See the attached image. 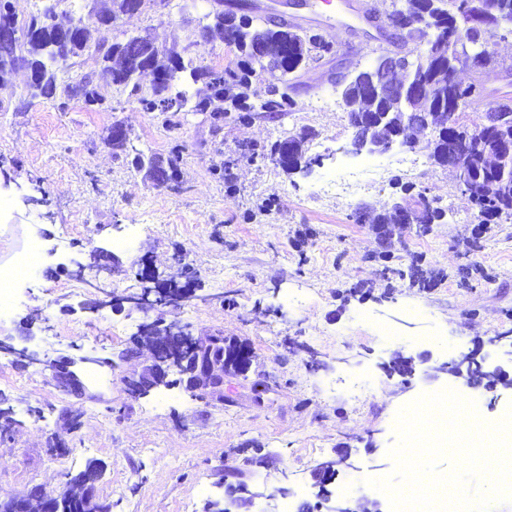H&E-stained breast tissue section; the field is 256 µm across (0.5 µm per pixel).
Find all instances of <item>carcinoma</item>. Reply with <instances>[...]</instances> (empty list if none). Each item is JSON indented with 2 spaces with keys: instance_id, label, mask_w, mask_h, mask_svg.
Wrapping results in <instances>:
<instances>
[{
  "instance_id": "1",
  "label": "carcinoma",
  "mask_w": 512,
  "mask_h": 512,
  "mask_svg": "<svg viewBox=\"0 0 512 512\" xmlns=\"http://www.w3.org/2000/svg\"><path fill=\"white\" fill-rule=\"evenodd\" d=\"M467 0H392V10L387 19L393 30L378 33L377 39L408 54V67L404 77L412 78L426 86L425 93L415 94L408 89L400 97L381 95L371 87V76L356 71L337 76L336 86L341 88L347 112H377L387 116L379 130L384 139H403L408 128L421 126L431 118L439 128L437 136L426 142L429 158L433 164L448 166V150L458 142H466L470 153L467 162L468 176L456 179V188L467 195L476 216L483 217L485 224H498L512 220V97L505 94L483 116L487 125L463 121V107L474 97L485 92L482 80L474 79L463 84L456 73L464 58L448 41V32L455 23L457 11ZM426 13L425 29L404 31L400 29L404 15ZM252 23L230 31H218L224 40L236 46L238 51H249L253 42L273 54L274 68L280 73V91L258 104L247 102L243 89L255 72L253 57H248L237 67L224 69L222 83L206 79L205 67L187 68L180 52L170 49L162 51L144 36L128 38L110 46L91 45V31L83 16L73 17L71 35L65 42L54 38L58 27L51 10L17 22L21 35L37 30L39 35L23 42L25 64L39 72V77L28 84L33 98L54 100L57 93L56 70L68 66V61L86 52H93L100 61L98 72L81 76L65 86L64 94L69 100L78 99L87 106H101L105 97L101 94L100 82L108 75L114 84H129L139 72L123 66L121 59L127 55L142 58V66L148 67L153 76L162 80L167 89H172L178 73L189 71L194 82L202 81L209 90L205 98L192 100L185 89L176 91L173 97L177 106L173 112L191 107L193 112H208L214 121L234 112L236 119L248 122L260 113L281 116L292 108L296 91V73L309 64H320L330 56L332 45L326 41L317 27L293 23H277L267 16L247 11Z\"/></svg>"
}]
</instances>
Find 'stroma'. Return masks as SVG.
Returning <instances> with one entry per match:
<instances>
[{
	"instance_id": "35a3bbf8",
	"label": "stroma",
	"mask_w": 512,
	"mask_h": 512,
	"mask_svg": "<svg viewBox=\"0 0 512 512\" xmlns=\"http://www.w3.org/2000/svg\"><path fill=\"white\" fill-rule=\"evenodd\" d=\"M210 9L209 0H166L92 24V40L147 35L194 65L235 66L234 46L201 42ZM320 28L338 53L299 71L294 106L277 118L167 120L140 109L147 75L135 89L102 84L107 106L96 111L77 99L60 109L30 97L22 68L0 84V266L28 241L42 244L37 270L0 311V336L39 359L25 368L0 353V399L16 421L0 439V499L35 485L59 490L96 460L104 465L97 497L112 512H205L241 482L253 494L249 512H298L316 501L314 467L344 453L350 463L338 467L333 496L382 502L369 482L394 470L398 411L451 385L430 377L429 365L478 346L487 364L512 374V221L473 238L470 201L424 145L351 153L353 130L330 78L375 55L354 15ZM116 124L145 155L176 159L179 185L114 159L107 136ZM304 131L306 156L321 164L287 173L268 153ZM221 159L233 162L226 182L211 174ZM406 185L448 215L426 231L397 228L380 246L352 213L364 203L381 210ZM144 270L194 298L132 307L125 298L141 292ZM109 296L118 306L105 305ZM153 319L249 346L250 371L229 378L220 404L181 384L130 396L125 381L149 358L125 353ZM396 353L413 358V377L386 371ZM61 356L79 360L84 397L45 370ZM68 410L78 428L63 423ZM53 436L62 449L49 448Z\"/></svg>"
}]
</instances>
